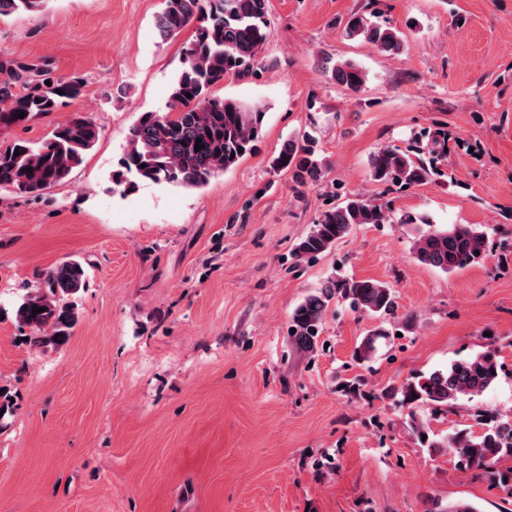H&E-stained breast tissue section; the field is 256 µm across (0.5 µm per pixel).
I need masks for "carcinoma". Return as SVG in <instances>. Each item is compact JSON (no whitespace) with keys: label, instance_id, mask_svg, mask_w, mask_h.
Wrapping results in <instances>:
<instances>
[{"label":"carcinoma","instance_id":"1","mask_svg":"<svg viewBox=\"0 0 512 512\" xmlns=\"http://www.w3.org/2000/svg\"><path fill=\"white\" fill-rule=\"evenodd\" d=\"M269 0H165L155 19L158 37L166 42L185 28L193 30L182 48L181 69L172 84L164 112H143L112 171V184L120 192L135 191L142 182L200 189L235 167L252 153L263 137L262 106H247L216 97L212 91L229 74L254 73V62L272 35ZM47 0H0V17L19 12L42 11ZM350 39H362L379 51L394 55L405 49L399 30L373 21L365 14L352 15L344 25ZM331 78L352 92L364 86L366 75L355 63L342 60L330 67ZM86 81L76 76L56 75L46 63L19 59L0 61V126H21L33 119L59 112L85 91ZM63 94L56 93V90ZM191 97H186V94ZM25 116L20 118L18 113ZM99 137L96 125L73 117L59 123L45 142L0 141V188L38 196L66 179L81 165L84 155ZM202 148L195 149L196 144ZM448 144V132L434 133L426 146L409 154L387 147L373 155L371 174L375 181L411 187L440 173ZM276 170H286L302 187L325 177L318 141L309 135L284 144L272 161ZM388 209L356 196L326 209L313 229L294 249L300 261L315 259L346 237L356 224H389ZM411 252L418 262L443 272H453L482 261L488 253L487 235L471 224H450L429 229L413 239ZM86 272L77 260H68L41 273L36 283L12 308L14 321L29 328L27 344L45 350L66 345L77 323L76 296L85 285ZM340 297L370 315L392 314L394 294L374 279L329 278L307 295L290 316L288 333L303 352L315 348L331 301ZM42 307L44 311L34 313ZM386 336L379 327L366 337L354 360L373 356L377 339ZM501 365L497 350L486 348L427 375L404 383L396 393L402 405L428 406L446 412L461 400L473 401L497 380ZM483 430L475 435L460 430L448 437L447 447L465 469H492L512 455V420L480 414ZM435 512H481L472 502L456 500Z\"/></svg>","mask_w":512,"mask_h":512}]
</instances>
